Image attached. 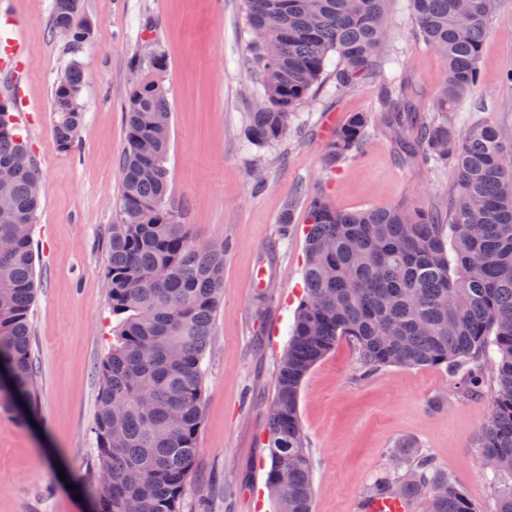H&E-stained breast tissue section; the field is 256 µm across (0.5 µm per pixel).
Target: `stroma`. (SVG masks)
Returning <instances> with one entry per match:
<instances>
[{
	"instance_id": "35a3bbf8",
	"label": "stroma",
	"mask_w": 512,
	"mask_h": 512,
	"mask_svg": "<svg viewBox=\"0 0 512 512\" xmlns=\"http://www.w3.org/2000/svg\"><path fill=\"white\" fill-rule=\"evenodd\" d=\"M51 0H0L22 35L23 65L0 79V98L20 91L15 119L41 173L33 240L38 292L31 309L37 401L20 415L0 413V512H93L98 367L112 343L104 277L112 225L120 223L124 109L149 47L167 58L164 84L172 118L167 199L200 240L224 242V288L204 354L198 454L183 512H273L265 485L267 427L277 365L303 294L305 214L323 195L342 210L402 204L449 208L453 171L409 158L381 121L356 155L325 167L326 114L344 123L371 112L379 85L316 88L283 141L246 147L252 80L251 38L241 0H82L94 37L80 59L84 122L75 151L53 138L51 91L70 56L50 27ZM381 52L398 57L421 89L426 113L446 77L434 53L410 36L407 0H389ZM512 0H491L479 59V88L459 113L512 140ZM294 206L282 234L280 216ZM272 279L256 290L259 262ZM492 374L481 390L435 367L383 368L362 376L358 355L340 341L317 362L300 390L299 420L313 467V512H357L373 478L394 466L391 451L410 442L431 455L482 512L490 485L477 439L491 414Z\"/></svg>"
}]
</instances>
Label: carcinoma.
Returning a JSON list of instances; mask_svg holds the SVG:
<instances>
[{"label":"carcinoma","mask_w":512,"mask_h":512,"mask_svg":"<svg viewBox=\"0 0 512 512\" xmlns=\"http://www.w3.org/2000/svg\"><path fill=\"white\" fill-rule=\"evenodd\" d=\"M246 25L268 32L248 45L253 96L247 141L276 145L293 114L329 73L336 89L383 76L377 111L409 153L434 170L453 166L456 197L449 217L438 208L339 210L323 195L309 202L304 298L277 367L268 421L271 466L266 486L276 512H313L312 464L298 416L305 376L336 344L358 352L364 373L388 366L459 372L480 361L493 375L491 416L478 438L494 484L512 480V147L489 126L456 129L448 113L480 84L478 61L490 0H409L413 41L434 52L447 77L431 114L410 123L418 97L404 74L386 76L380 49L387 0H243ZM81 0H53V32H66V83L53 85V137L70 152L83 125L79 55L93 27L79 20ZM125 107L126 149L119 206L111 227L108 299L112 347L100 365L92 432L100 473L97 512H182L198 452L204 371L224 282L226 246L200 243L166 202L164 166L171 122L152 49ZM0 99V412L33 404L30 309L36 296L33 225L39 170ZM373 123L353 112L326 145L333 169L357 152ZM396 467L376 477L365 497H410L422 512H481L433 458L413 444L395 448Z\"/></svg>","instance_id":"1"}]
</instances>
